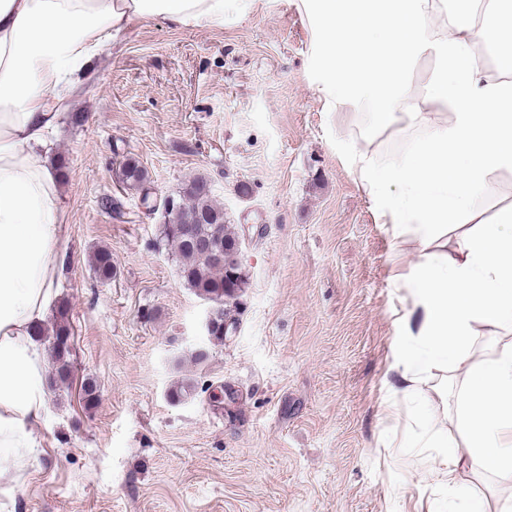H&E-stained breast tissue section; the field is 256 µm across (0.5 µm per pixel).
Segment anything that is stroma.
Segmentation results:
<instances>
[{
    "instance_id": "obj_1",
    "label": "stroma",
    "mask_w": 512,
    "mask_h": 512,
    "mask_svg": "<svg viewBox=\"0 0 512 512\" xmlns=\"http://www.w3.org/2000/svg\"><path fill=\"white\" fill-rule=\"evenodd\" d=\"M295 0H243L220 28L154 19L107 48L49 133L66 231L52 325L67 308L72 372L54 384L0 479V512H443L448 492L402 447L393 347L406 295L392 240L345 148L357 113L318 91ZM146 167L154 208L119 179ZM207 179L236 226L248 285L239 330L209 340L207 301L156 243L164 198ZM107 248L117 274L100 280ZM208 353L193 364L192 351ZM190 377L194 398L170 385ZM93 379L99 402L85 407ZM231 387L233 412L210 397Z\"/></svg>"
}]
</instances>
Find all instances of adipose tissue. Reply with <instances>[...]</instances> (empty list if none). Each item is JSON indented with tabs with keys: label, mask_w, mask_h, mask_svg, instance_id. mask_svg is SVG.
I'll use <instances>...</instances> for the list:
<instances>
[{
	"label": "adipose tissue",
	"mask_w": 512,
	"mask_h": 512,
	"mask_svg": "<svg viewBox=\"0 0 512 512\" xmlns=\"http://www.w3.org/2000/svg\"><path fill=\"white\" fill-rule=\"evenodd\" d=\"M231 0H0V469L32 449L46 404L44 353L31 330L54 296L65 211L45 134L94 60L135 24L220 27ZM312 24L319 91L377 131L416 128L399 156L349 142L353 173L392 239L416 260L395 284L412 305L394 347L395 397L411 402L409 447L431 464L453 512H484L456 481L460 452L512 477V203L476 201L512 174V0H300ZM433 65L426 81L413 74ZM510 342L474 351L475 328ZM463 373L452 440L428 416L441 383Z\"/></svg>",
	"instance_id": "ef3b65f1"
}]
</instances>
